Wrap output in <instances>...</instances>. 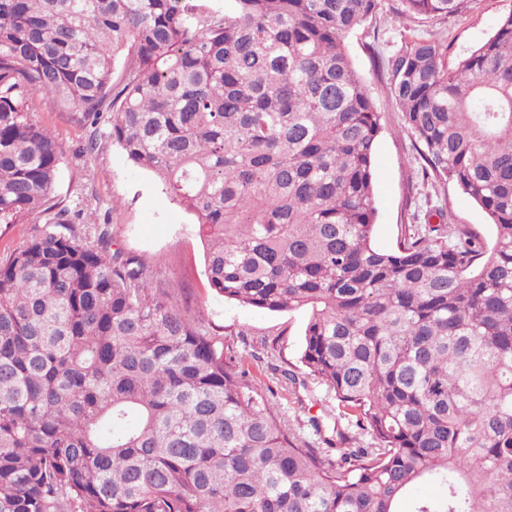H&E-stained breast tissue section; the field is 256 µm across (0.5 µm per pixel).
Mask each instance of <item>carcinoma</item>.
<instances>
[{"label":"carcinoma","mask_w":512,"mask_h":512,"mask_svg":"<svg viewBox=\"0 0 512 512\" xmlns=\"http://www.w3.org/2000/svg\"><path fill=\"white\" fill-rule=\"evenodd\" d=\"M455 16L468 0H401ZM378 0H0V512H512V10L455 65L420 34L388 60L423 177L487 214L375 247L381 116L345 36ZM36 101L93 128L196 218L209 287L305 310L300 362L351 412L301 448L202 323L108 230L55 200ZM339 442L341 448L331 444ZM43 228L44 224H34L31 219L20 224H0V261L5 260L14 249Z\"/></svg>","instance_id":"obj_1"}]
</instances>
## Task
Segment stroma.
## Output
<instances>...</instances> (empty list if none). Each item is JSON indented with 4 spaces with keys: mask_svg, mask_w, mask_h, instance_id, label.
Returning a JSON list of instances; mask_svg holds the SVG:
<instances>
[{
    "mask_svg": "<svg viewBox=\"0 0 512 512\" xmlns=\"http://www.w3.org/2000/svg\"><path fill=\"white\" fill-rule=\"evenodd\" d=\"M400 9L401 0H380L376 13L345 38L356 71L381 115L374 156L375 244L395 249L405 226L437 225L444 219L493 243L494 225L467 195L451 185L423 181L422 160L401 126L389 91L387 61L424 30L448 43V59L457 61L494 34L500 16L512 11V0H471L464 13L448 18L408 19L400 16ZM34 117L61 147L57 201L78 214L80 223L107 225L113 248L144 262L152 272L153 287L167 290L185 314L201 320L215 345L273 403L289 431L301 444H314L311 418L329 426L338 409L334 394L307 375L299 362L307 312L272 313L214 294L207 285L194 217L170 201L150 174L132 166L113 144L108 124L94 132L73 113L42 103ZM93 132L98 147L89 154L84 146ZM284 369L295 372L296 383L282 379Z\"/></svg>",
    "mask_w": 512,
    "mask_h": 512,
    "instance_id": "obj_1",
    "label": "stroma"
}]
</instances>
